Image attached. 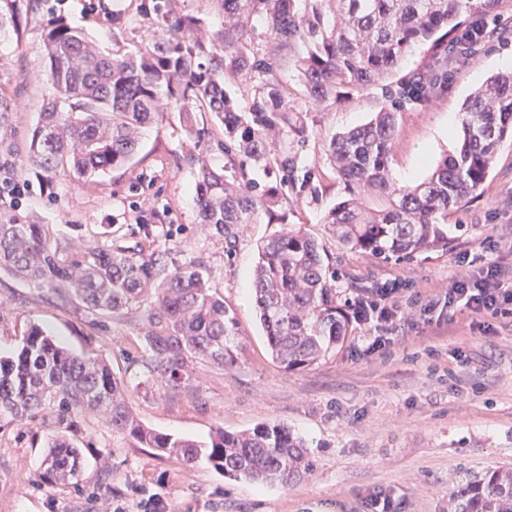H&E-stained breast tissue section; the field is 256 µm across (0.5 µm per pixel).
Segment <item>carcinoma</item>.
Here are the masks:
<instances>
[{
  "label": "carcinoma",
  "instance_id": "1",
  "mask_svg": "<svg viewBox=\"0 0 512 512\" xmlns=\"http://www.w3.org/2000/svg\"><path fill=\"white\" fill-rule=\"evenodd\" d=\"M222 0L224 28L211 44L174 36L140 54L106 55L86 34L61 19L43 33V60L56 95L43 105L29 144V166L42 186L54 188L61 169L89 182L126 164L142 130L161 117L160 95L181 104L188 133L189 108L212 112L224 125L228 161L197 173L202 223L226 239L262 211L284 228L258 247L252 291L272 358L285 370L307 368L344 343L355 322L337 287L336 263L326 244L284 212L287 191L316 202L331 190L317 165H304L309 129L288 104L271 59L294 43L305 45L294 66L309 93L335 97L343 87L385 85L387 105L367 123L333 134L322 148L348 198L326 214L332 241L351 252L411 260L448 249V212L481 193L501 143L512 138V72L490 77L463 105L461 142L424 181L401 185L392 174L397 112L427 105L448 92V50L473 54L474 21L500 18L502 0ZM265 23L255 46L254 18ZM428 45L420 66L406 71L411 50ZM258 74L239 109L224 87L243 69ZM271 170L261 184L247 170ZM0 272L47 289L101 314L146 306L145 347L150 373L176 389L199 364L234 365L244 336L234 309L210 283L202 263L173 269L164 253L141 248L105 250L84 242L61 248L50 224L18 215L0 217ZM82 413L100 416L138 448L193 465L205 458L230 479L288 485L313 468L302 438L288 425L266 422L229 433L216 428L206 441L161 433L128 410L124 388L103 360L76 355L32 326L17 349L0 355V422L56 420L38 478L51 486L77 483L82 450L70 432ZM448 512H512V466L462 484Z\"/></svg>",
  "mask_w": 512,
  "mask_h": 512
}]
</instances>
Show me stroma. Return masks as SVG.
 <instances>
[{"mask_svg": "<svg viewBox=\"0 0 512 512\" xmlns=\"http://www.w3.org/2000/svg\"><path fill=\"white\" fill-rule=\"evenodd\" d=\"M169 18L158 20L155 4ZM190 14L199 28L190 40H208L224 26L218 0H104L98 13L85 0H0V178L28 179L30 137L44 102L54 92L42 60V29L62 18L108 54L123 55L167 43L172 18ZM274 59L294 111L310 133L305 164L326 166L321 150L333 133L367 122L386 104L382 84L338 98L311 96L293 57ZM512 70V37L487 43L448 65V93L398 115L392 171L399 183L423 180L458 146L464 100L492 74ZM163 119L143 133L123 167L88 184L61 171L53 191L34 183L20 213L53 225L61 244L88 241L103 249L146 246L167 253L170 266L198 260L213 288L236 311L244 350L228 370L199 366L190 382L171 391L151 382L150 353L141 341L143 312L100 315L74 302L0 274V354L13 352L31 325L53 333L69 350L104 359L127 388L130 412L164 433L206 438L215 427L238 432L262 422L288 424L315 464L283 486L220 475L206 461L191 466L135 447L93 414L79 415L74 442L85 450L78 484L52 487L38 479L44 442L54 420L0 427V512H137L140 494L157 493L170 512H361L363 500L387 491L400 512H448L454 489L473 476L512 463V327L474 328L462 310L452 318L415 316L402 321L385 354L362 350L376 329L354 324L341 349L317 365L287 371L272 361L251 300L259 245L279 232L263 212L242 225L234 246L205 229L196 203V160L215 168L226 158L223 128L211 113L196 116L201 136L187 134L173 104L161 98ZM348 194L335 183L321 202L289 199L288 221L327 241L325 212ZM448 248L410 261L351 253L329 243L348 297L385 282H401L404 296L428 302L463 274L467 259L483 254L494 238L512 243V141L503 142L484 192L448 216Z\"/></svg>", "mask_w": 512, "mask_h": 512, "instance_id": "stroma-1", "label": "stroma"}]
</instances>
